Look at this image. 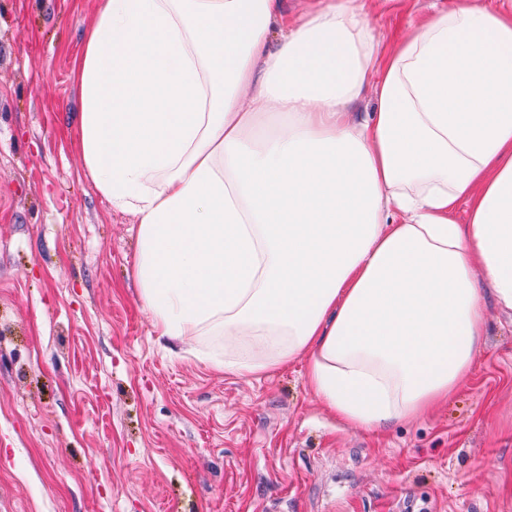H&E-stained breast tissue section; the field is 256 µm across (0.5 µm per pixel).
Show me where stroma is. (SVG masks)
<instances>
[{
    "label": "stroma",
    "mask_w": 512,
    "mask_h": 512,
    "mask_svg": "<svg viewBox=\"0 0 512 512\" xmlns=\"http://www.w3.org/2000/svg\"><path fill=\"white\" fill-rule=\"evenodd\" d=\"M459 0H368L383 46ZM99 0H0V512H512V313L410 423L332 413L296 361L234 377L155 335L137 218L75 143Z\"/></svg>",
    "instance_id": "stroma-1"
}]
</instances>
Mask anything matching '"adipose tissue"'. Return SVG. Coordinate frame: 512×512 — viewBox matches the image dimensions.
<instances>
[{
	"label": "adipose tissue",
	"mask_w": 512,
	"mask_h": 512,
	"mask_svg": "<svg viewBox=\"0 0 512 512\" xmlns=\"http://www.w3.org/2000/svg\"><path fill=\"white\" fill-rule=\"evenodd\" d=\"M77 79L152 326L227 338L214 369L306 360L373 430L466 380L484 293L512 310V12L459 0L385 50L364 0L293 21L282 0H100Z\"/></svg>",
	"instance_id": "1"
}]
</instances>
